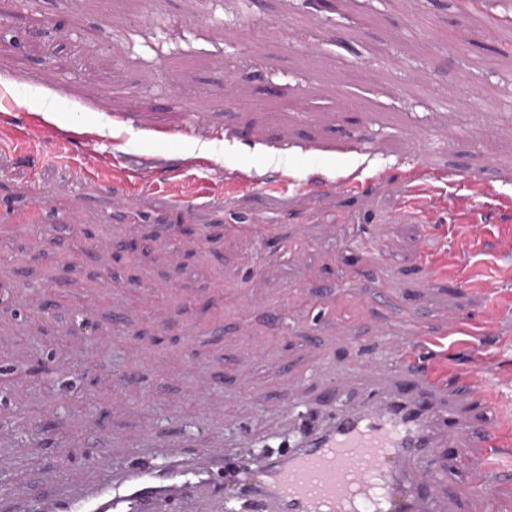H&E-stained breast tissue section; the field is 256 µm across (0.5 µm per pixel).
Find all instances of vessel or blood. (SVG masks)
<instances>
[{
	"mask_svg": "<svg viewBox=\"0 0 512 512\" xmlns=\"http://www.w3.org/2000/svg\"><path fill=\"white\" fill-rule=\"evenodd\" d=\"M394 167L402 174L398 192L404 208L418 211L424 220L447 207L464 212L482 202L512 203L486 178L473 175L466 179L468 194L448 199L441 190L449 181L448 172L432 168L423 158L400 159ZM229 178L235 188H204L200 198L225 212L240 196L267 198L268 210L250 227L265 240L273 231L271 217L280 210L308 206L327 194L358 206L388 184L381 169L333 179L301 178L291 172L268 179L242 171L231 172ZM126 181L113 193L114 207L133 212L141 198L170 210L190 204L185 196L158 191L140 172H128ZM372 329L382 352L330 371L320 400L326 413L288 450L246 472L242 484L251 500L265 512H456L459 500L477 497L486 502L488 512H495V489L512 469L498 463L507 453L500 428L475 425L471 400L481 398L488 409L511 422L512 406L493 396L489 360L481 358L471 369L449 372L442 369L436 352L443 339L468 332L469 323L415 316L404 322L376 319ZM349 386L356 397L332 409L336 390ZM476 444L483 448L487 464L472 481L454 494L435 485L431 466L439 462L441 450L454 449L464 464ZM209 479V474L195 470L161 474L137 465L88 495L56 501L54 512H154L169 490L194 494Z\"/></svg>",
	"mask_w": 512,
	"mask_h": 512,
	"instance_id": "obj_1",
	"label": "vessel or blood"
}]
</instances>
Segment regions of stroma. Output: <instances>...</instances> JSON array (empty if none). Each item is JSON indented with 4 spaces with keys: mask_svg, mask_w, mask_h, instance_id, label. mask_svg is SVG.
<instances>
[{
    "mask_svg": "<svg viewBox=\"0 0 512 512\" xmlns=\"http://www.w3.org/2000/svg\"><path fill=\"white\" fill-rule=\"evenodd\" d=\"M4 10L17 40L0 47V80L24 88L27 103L0 105V486L33 491L0 512H46L73 475L85 487L140 462L166 470L203 462L206 448L220 457L278 446L291 429L274 399L299 387L303 411L319 414L320 363L378 351L365 328L337 338V319H512V221L481 205L428 224L362 225L376 242L366 254L333 245L346 218L333 198L317 215L283 217L269 246L239 230L261 207L256 198L211 217L198 206L156 216L148 204L131 224L108 187L69 196L67 168L91 145L113 183L133 169L190 195L197 166L219 187L228 169L339 175L357 166L365 136L381 159L428 143L433 166L512 193V109H493L512 85V37L492 33L482 11L460 0H255L248 12L231 0H10ZM32 26L52 54L28 50ZM417 82L452 97L454 109L411 96ZM45 95L57 101L51 119ZM196 119L202 129L184 135ZM211 127L243 138L210 141ZM287 140L309 143V154L274 156ZM46 189L77 219L16 223ZM174 224L188 227L191 247H175ZM132 237L151 245L148 258L122 253ZM425 237L448 273L431 287L418 263ZM387 276L399 298L383 305ZM346 280L354 294L337 296ZM253 281L268 302L320 309L321 343L305 337L309 318L277 329L261 308L241 335L225 292ZM119 311L127 322L116 333ZM261 343L266 361L251 366ZM479 352L493 364L495 395L512 401V334L456 336L446 360L466 367ZM52 354L60 366L38 379L33 366ZM128 371L135 382L119 384ZM49 471L56 488L38 487Z\"/></svg>",
    "mask_w": 512,
    "mask_h": 512,
    "instance_id": "1",
    "label": "stroma"
}]
</instances>
